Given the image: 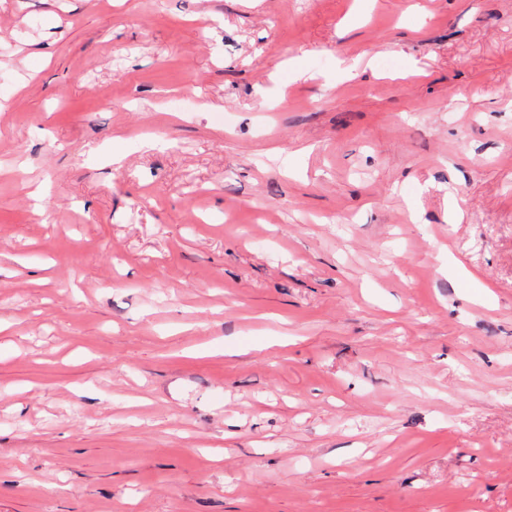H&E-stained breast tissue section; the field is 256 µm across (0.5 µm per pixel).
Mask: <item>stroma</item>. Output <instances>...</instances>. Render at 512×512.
<instances>
[{
  "mask_svg": "<svg viewBox=\"0 0 512 512\" xmlns=\"http://www.w3.org/2000/svg\"><path fill=\"white\" fill-rule=\"evenodd\" d=\"M0 512H512V0H0Z\"/></svg>",
  "mask_w": 512,
  "mask_h": 512,
  "instance_id": "35a3bbf8",
  "label": "stroma"
}]
</instances>
